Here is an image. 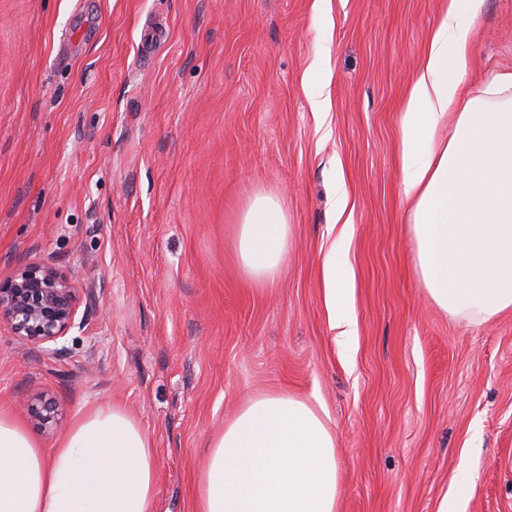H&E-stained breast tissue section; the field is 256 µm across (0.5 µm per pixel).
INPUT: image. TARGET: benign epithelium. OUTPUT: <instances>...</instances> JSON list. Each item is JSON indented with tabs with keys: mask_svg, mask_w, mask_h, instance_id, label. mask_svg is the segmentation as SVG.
Masks as SVG:
<instances>
[{
	"mask_svg": "<svg viewBox=\"0 0 512 512\" xmlns=\"http://www.w3.org/2000/svg\"><path fill=\"white\" fill-rule=\"evenodd\" d=\"M78 273L48 261L28 262L0 279V324L8 326L18 347L27 354L57 343L74 327L79 312ZM36 424L51 423L56 407L24 403Z\"/></svg>",
	"mask_w": 512,
	"mask_h": 512,
	"instance_id": "obj_1",
	"label": "benign epithelium"
}]
</instances>
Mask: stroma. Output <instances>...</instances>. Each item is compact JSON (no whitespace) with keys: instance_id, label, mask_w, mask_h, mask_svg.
Instances as JSON below:
<instances>
[{"instance_id":"obj_1","label":"stroma","mask_w":512,"mask_h":512,"mask_svg":"<svg viewBox=\"0 0 512 512\" xmlns=\"http://www.w3.org/2000/svg\"><path fill=\"white\" fill-rule=\"evenodd\" d=\"M445 0H0V278L45 260L106 315L50 355L0 326V409L44 448L100 403L157 456L155 512H194L204 444L261 392L336 437L337 512H512V311L444 314L411 260L399 116ZM467 86L512 71V0H484ZM323 87L327 114L308 96ZM348 206L336 213L338 189ZM278 197L288 259L240 269L231 223ZM340 240L349 339L321 270ZM58 408L35 428L19 402ZM472 480V473L464 467L461 472L460 480L450 494L448 495L447 492L443 497L437 512H457V504L461 500V497L465 495L466 488L470 486Z\"/></svg>"}]
</instances>
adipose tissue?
Segmentation results:
<instances>
[{"mask_svg": "<svg viewBox=\"0 0 512 512\" xmlns=\"http://www.w3.org/2000/svg\"><path fill=\"white\" fill-rule=\"evenodd\" d=\"M483 0H448L400 114L401 193L413 261L450 317L484 324L512 310V73L464 90ZM453 125L449 139L438 136ZM237 262L254 285L277 279L290 226L258 193L232 227ZM330 327L354 335L343 311L345 260L322 263ZM195 512H336V439L323 416L288 393L251 398L210 436ZM157 460L140 421L117 403L79 416L45 449L0 410V512H153Z\"/></svg>", "mask_w": 512, "mask_h": 512, "instance_id": "ef3b65f1", "label": "adipose tissue"}]
</instances>
